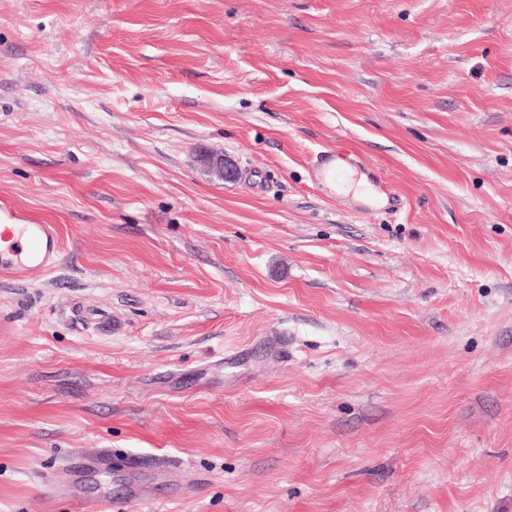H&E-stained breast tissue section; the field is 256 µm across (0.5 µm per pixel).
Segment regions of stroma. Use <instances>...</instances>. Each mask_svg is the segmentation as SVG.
I'll return each instance as SVG.
<instances>
[{"mask_svg": "<svg viewBox=\"0 0 512 512\" xmlns=\"http://www.w3.org/2000/svg\"><path fill=\"white\" fill-rule=\"evenodd\" d=\"M0 206V512H512V0H0ZM356 175L355 172L345 171L339 164H336V168L329 173L326 183L339 192L354 191L358 195L362 193L361 189L365 185V180L363 176L356 179ZM60 253L56 225L26 223L16 212L0 208L1 273L42 278L59 264Z\"/></svg>", "mask_w": 512, "mask_h": 512, "instance_id": "stroma-1", "label": "stroma"}]
</instances>
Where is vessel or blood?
<instances>
[{
	"label": "vessel or blood",
	"mask_w": 512,
	"mask_h": 512,
	"mask_svg": "<svg viewBox=\"0 0 512 512\" xmlns=\"http://www.w3.org/2000/svg\"><path fill=\"white\" fill-rule=\"evenodd\" d=\"M61 243L56 225L21 220L0 208V272L37 279L60 262Z\"/></svg>",
	"instance_id": "vessel-or-blood-1"
}]
</instances>
